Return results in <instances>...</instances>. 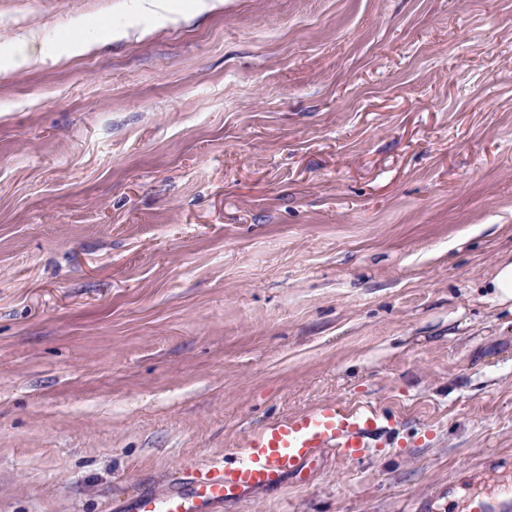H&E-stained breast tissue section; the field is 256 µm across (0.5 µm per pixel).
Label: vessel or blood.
Here are the masks:
<instances>
[{
  "label": "vessel or blood",
  "instance_id": "1",
  "mask_svg": "<svg viewBox=\"0 0 512 512\" xmlns=\"http://www.w3.org/2000/svg\"><path fill=\"white\" fill-rule=\"evenodd\" d=\"M384 416L371 407L347 408L325 401L287 414L252 434L231 459L214 458L185 471L181 482L164 494L142 493L129 512H216L249 490L305 479L325 449L338 460L361 462L389 447ZM468 512H512V486L469 497Z\"/></svg>",
  "mask_w": 512,
  "mask_h": 512
}]
</instances>
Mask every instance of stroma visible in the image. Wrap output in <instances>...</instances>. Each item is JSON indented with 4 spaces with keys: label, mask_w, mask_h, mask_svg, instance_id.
Here are the masks:
<instances>
[{
    "label": "stroma",
    "mask_w": 512,
    "mask_h": 512,
    "mask_svg": "<svg viewBox=\"0 0 512 512\" xmlns=\"http://www.w3.org/2000/svg\"><path fill=\"white\" fill-rule=\"evenodd\" d=\"M133 3L0 0V58L97 42L0 72V512L328 400L395 447L223 512H465L512 474V0Z\"/></svg>",
    "instance_id": "obj_1"
}]
</instances>
